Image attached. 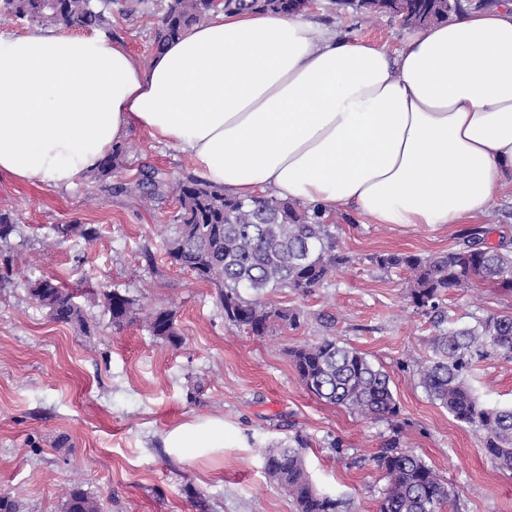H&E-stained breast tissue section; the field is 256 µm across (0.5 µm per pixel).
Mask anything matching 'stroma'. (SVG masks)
<instances>
[{
    "label": "stroma",
    "instance_id": "stroma-1",
    "mask_svg": "<svg viewBox=\"0 0 512 512\" xmlns=\"http://www.w3.org/2000/svg\"><path fill=\"white\" fill-rule=\"evenodd\" d=\"M124 4L112 0V36L149 64L167 0H145L132 15ZM311 15L392 48L408 34L387 17L366 24L350 11L332 14L325 0ZM127 141L132 151L113 182L135 180L144 164L173 179L194 172L188 153L145 130H132ZM176 208L172 199L155 206L101 192L90 173L68 189L0 174V210L18 220L16 234L0 243V493L17 498L21 512H62L76 487L99 512H296L266 475L261 450L299 434L313 485L346 501L349 512H376L387 480L373 458L393 439L455 489L448 512H512V473L484 456L482 432L455 421L413 377L442 328L410 306L407 272L385 273L367 261L378 252L447 251L463 225L365 224L336 213L338 246L352 264L310 294L267 296L268 304L301 310L304 320L257 337L225 319L218 288L170 263L165 243ZM61 224H85L97 236L52 245L50 229ZM42 276L73 287L89 280L143 309L173 310L183 343L171 346L139 322L114 326L90 295L80 300L88 331L54 322L28 293ZM444 307L445 326H471L512 315V292L484 282L448 293ZM323 313L335 316L333 331L322 326ZM328 332L384 366L397 423L361 418L305 389L287 349ZM469 384L489 406L512 405V361L480 362ZM208 417L223 418V447L202 455L165 447L177 425Z\"/></svg>",
    "mask_w": 512,
    "mask_h": 512
}]
</instances>
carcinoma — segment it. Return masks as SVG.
<instances>
[{
    "label": "carcinoma",
    "instance_id": "carcinoma-1",
    "mask_svg": "<svg viewBox=\"0 0 512 512\" xmlns=\"http://www.w3.org/2000/svg\"><path fill=\"white\" fill-rule=\"evenodd\" d=\"M112 0H0V19L32 26L71 30H108L107 7ZM497 0H329L328 9L348 8L361 19L389 16L402 26L420 29L460 17L468 9L486 8ZM260 11L288 17L296 14L293 0H169L153 39L154 51L189 28L207 23L219 11ZM131 148L120 144L101 160L96 178L102 189L134 194L150 203L175 195L178 210L175 235L166 243L171 261L214 284L225 317L255 336L274 327L296 329L302 312L268 305L262 298L289 289L307 294L332 282L352 258L336 244V224L322 211L298 202L258 192L249 198L224 193V188L196 176L170 183L161 170L147 165L133 182L112 186L107 179L124 166ZM16 231L15 217L0 212V243ZM57 237L90 242L96 229L85 224L54 228ZM486 230L475 228L462 246L422 256L379 252L367 260L379 270L410 274L408 301L414 309L446 320L444 297L481 281L512 290V250L485 241ZM32 299L57 323L88 329L84 309L73 292L51 278L28 288ZM102 304L116 326L142 319L151 335L173 346L181 344L175 313L152 309L139 316L135 303L118 290L100 292ZM433 356L416 369L418 384L428 397L456 421L483 432L482 451L499 470L512 472V407H489L469 386L473 366L489 356L512 360V316L487 315L475 325L451 329L433 340ZM288 355L304 387L317 399L343 407L362 418L392 420L399 416L391 378L380 364L334 336L293 346ZM305 440L297 435L288 444L263 453L266 474L296 505V512H345L344 501L319 492L305 468ZM373 461L387 479L377 512H443L455 490L420 456L396 442L381 449ZM63 512H98L97 504L72 490Z\"/></svg>",
    "mask_w": 512,
    "mask_h": 512
}]
</instances>
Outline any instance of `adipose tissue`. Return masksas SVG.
Masks as SVG:
<instances>
[{
    "mask_svg": "<svg viewBox=\"0 0 512 512\" xmlns=\"http://www.w3.org/2000/svg\"><path fill=\"white\" fill-rule=\"evenodd\" d=\"M225 192L470 224L512 186V0L412 33L397 52L299 15L215 14L143 67L102 33L0 37V172L68 188L132 128ZM170 448H220L189 421Z\"/></svg>",
    "mask_w": 512,
    "mask_h": 512,
    "instance_id": "ef3b65f1",
    "label": "adipose tissue"
}]
</instances>
